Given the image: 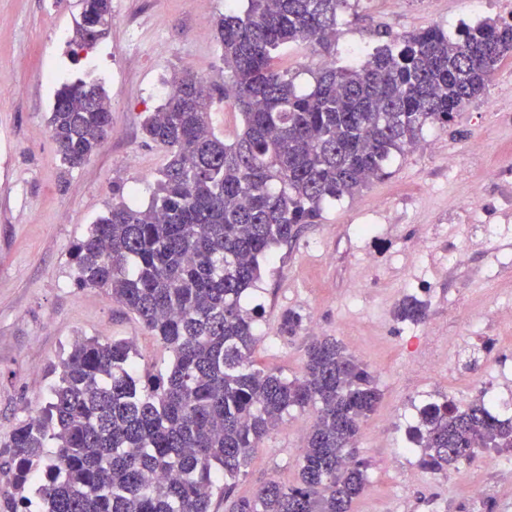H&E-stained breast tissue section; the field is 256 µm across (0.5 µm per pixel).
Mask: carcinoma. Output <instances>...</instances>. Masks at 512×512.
<instances>
[{"label":"carcinoma","mask_w":512,"mask_h":512,"mask_svg":"<svg viewBox=\"0 0 512 512\" xmlns=\"http://www.w3.org/2000/svg\"><path fill=\"white\" fill-rule=\"evenodd\" d=\"M347 0H247L215 21L224 50V85L183 72L145 117L150 140L171 150L144 209L119 200L72 251L76 284L104 288L171 356L166 373L141 380L138 353L122 338H81L51 368L46 405L21 421L3 445L18 499L35 468L46 512H210L231 492L256 448L291 410L316 414L299 480H271L232 512H350L368 485L357 456L363 418L380 391L370 372L330 336H315L300 375L256 369L250 355L257 308L243 300L260 259L315 224L323 204L383 178L427 127L445 128L486 90L512 57V23L485 20L450 35L431 27L387 40L362 63L321 66L313 85L274 68L290 44L315 42L335 53ZM112 21V0H85L73 42L90 48ZM239 111L234 141L212 131L217 95ZM104 88L78 79L54 95L48 126L62 165L79 168L111 131ZM401 321L422 323L414 296ZM303 329L294 310L279 332ZM413 437L419 464L446 472L476 447L512 448V419L479 397L460 410L448 401L420 410ZM54 443L51 454L47 442Z\"/></svg>","instance_id":"1"}]
</instances>
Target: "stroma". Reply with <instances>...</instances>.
<instances>
[{"label":"stroma","instance_id":"obj_1","mask_svg":"<svg viewBox=\"0 0 512 512\" xmlns=\"http://www.w3.org/2000/svg\"><path fill=\"white\" fill-rule=\"evenodd\" d=\"M81 0H0V166L9 198L0 209V443L43 407L57 364L81 337L133 339L140 373L157 374L170 354L132 313L102 288H80L71 265L73 245L104 215L113 191L134 207L151 200L168 159L142 131L146 115L164 103L174 74L191 67L210 83L224 81L223 50L213 26L225 0H112V24L90 49H75L66 33L82 13ZM512 16V0H349L336 32L337 64L350 48L382 44L383 33L404 35L440 25L455 31L480 20ZM307 43L286 47L277 68L295 74L302 90L323 60ZM51 67L64 80L93 79L111 100L112 135L81 168L65 171L47 118L54 87L41 81ZM422 249H412L415 238ZM467 245L454 265L449 248ZM246 300L259 306L255 367L300 374L306 335L279 333L286 310L315 319L319 335L339 340L367 367L381 393L361 423L358 455L369 463V486L351 512H466L470 490L488 488L496 512H512V482L474 470L468 484L423 469L417 458L398 464L413 405L453 396L466 408L479 396L470 365L512 349V323L480 328L452 323L448 311L487 309L512 299V59H505L479 98L441 130H425L384 179L325 203L321 219L297 238L274 246ZM428 305L425 323L396 319L399 301ZM458 341L472 347L456 361L455 376L412 372L409 337ZM315 421L292 411L253 454L230 497L214 496L211 512H229L231 499L252 496L263 483H295L302 439Z\"/></svg>","mask_w":512,"mask_h":512}]
</instances>
